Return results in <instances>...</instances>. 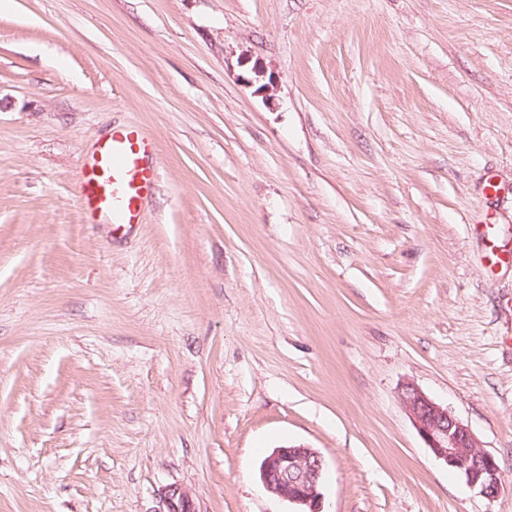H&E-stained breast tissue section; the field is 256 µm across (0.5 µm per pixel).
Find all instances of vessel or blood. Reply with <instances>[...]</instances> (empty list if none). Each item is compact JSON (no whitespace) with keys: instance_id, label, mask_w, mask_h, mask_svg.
Returning a JSON list of instances; mask_svg holds the SVG:
<instances>
[{"instance_id":"b4317fda","label":"vessel or blood","mask_w":512,"mask_h":512,"mask_svg":"<svg viewBox=\"0 0 512 512\" xmlns=\"http://www.w3.org/2000/svg\"><path fill=\"white\" fill-rule=\"evenodd\" d=\"M155 144L136 125L113 129L83 165L81 207L87 223L122 228L140 223L143 203L159 181ZM490 265H512V253L497 251L490 225L477 230Z\"/></svg>"}]
</instances>
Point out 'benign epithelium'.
<instances>
[{"label":"benign epithelium","instance_id":"obj_1","mask_svg":"<svg viewBox=\"0 0 512 512\" xmlns=\"http://www.w3.org/2000/svg\"><path fill=\"white\" fill-rule=\"evenodd\" d=\"M401 401L426 448L446 467L487 499L502 490L496 458L484 450L472 430L444 403L428 396L412 382L401 388ZM325 460L313 448L278 447L261 462L260 480L274 497L298 507L297 512H322ZM154 512H197L188 492L167 486L158 495Z\"/></svg>","mask_w":512,"mask_h":512}]
</instances>
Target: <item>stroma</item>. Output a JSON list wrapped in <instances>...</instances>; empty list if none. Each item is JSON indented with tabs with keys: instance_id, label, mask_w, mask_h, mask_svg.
Listing matches in <instances>:
<instances>
[{
	"instance_id": "1",
	"label": "stroma",
	"mask_w": 512,
	"mask_h": 512,
	"mask_svg": "<svg viewBox=\"0 0 512 512\" xmlns=\"http://www.w3.org/2000/svg\"><path fill=\"white\" fill-rule=\"evenodd\" d=\"M154 138L141 223L84 161ZM497 194L483 191L486 179ZM512 0H11L0 9V512H512ZM501 468L426 448L405 383ZM155 144L137 125L112 128L83 165L81 207L89 224H139L159 181ZM474 230L478 236H480L483 240H486L488 243L485 244V258L489 261V264L492 267H496L497 265H512V253L504 255L499 250L496 251L497 245L494 244L491 234L490 224H484L481 228H479V224L474 226ZM401 401L426 448L466 485L487 499L502 490L496 458L484 450L472 430L448 407L412 382L401 388ZM324 470L325 460L314 448L278 447L262 460L260 480L269 494L299 508L292 512H323ZM155 512H198L188 492L179 486H167L158 495Z\"/></svg>"
}]
</instances>
